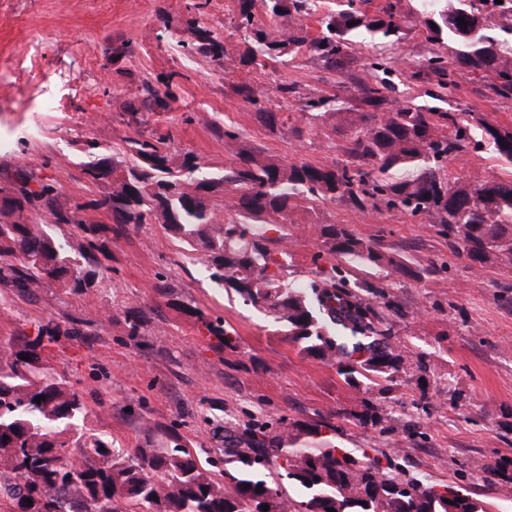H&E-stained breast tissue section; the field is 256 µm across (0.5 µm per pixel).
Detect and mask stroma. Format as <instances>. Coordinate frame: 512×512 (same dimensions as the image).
Wrapping results in <instances>:
<instances>
[{
	"label": "stroma",
	"instance_id": "1",
	"mask_svg": "<svg viewBox=\"0 0 512 512\" xmlns=\"http://www.w3.org/2000/svg\"><path fill=\"white\" fill-rule=\"evenodd\" d=\"M187 0H0V73L12 82L0 95V186L19 169L57 183L65 199L84 204V219L111 223L90 208L99 188L82 167L84 140L115 156L126 137L143 131L170 136L172 147L222 168L237 142L293 163L340 158L341 136L324 130L303 138L290 127L270 134L253 108L234 91L245 80L273 90L281 80L303 94L344 95L346 77L365 75L367 57L390 59L394 95L417 102L427 85L414 79L433 52L447 54L420 32L401 43L356 44L342 72L326 70L300 52L284 64L244 74L232 62L218 67L185 61L171 38H160V14L179 19ZM132 37L134 53L115 69L103 52L107 37ZM177 73L169 112L142 113L129 122L123 88L161 73ZM451 105L488 120L512 124V101L486 94L484 82L456 74ZM238 133L218 138L216 127ZM450 177L477 184L512 179V164L488 149L468 148L445 167ZM348 224L361 237L394 248L419 279L390 276L393 303L386 317L396 341L423 356L428 375H410L371 401L385 432L356 416L363 396L335 368L306 356L267 317L218 288L207 272L158 224H145L114 239L111 270L96 288L69 292L41 288L29 297L0 284V340L35 335L55 321L76 335L57 337L44 351L49 364L86 393L84 425L107 433L115 446L165 442L179 434L190 447L219 454L225 428L250 433L281 422L334 430L338 446L380 456L396 451L411 473L436 484L467 476L493 512H512V499L487 481L512 460V263L477 267L451 249L440 225L400 211H355L342 201L302 204L293 214L288 279L307 277L320 249V227ZM164 291H156L157 282ZM143 314L131 334L130 311ZM222 318L234 348L198 332L196 313Z\"/></svg>",
	"mask_w": 512,
	"mask_h": 512
}]
</instances>
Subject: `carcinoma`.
I'll return each mask as SVG.
<instances>
[{"label": "carcinoma", "mask_w": 512, "mask_h": 512, "mask_svg": "<svg viewBox=\"0 0 512 512\" xmlns=\"http://www.w3.org/2000/svg\"><path fill=\"white\" fill-rule=\"evenodd\" d=\"M368 0H341L318 19L310 35L303 18L316 0H235L236 28L243 33L232 59L250 74L301 50L332 72L341 69L349 49L367 38L397 43L417 21L426 40L452 50L453 69L442 56L427 59L416 76L433 85V105H395L394 87L383 62L367 65L366 79H351L346 90L358 108L343 107L335 96L302 95L286 80L277 97L298 100L303 135L334 120L345 140L343 158L330 163H288L240 145L235 159L213 171L191 152H178L168 139L151 133L122 139L125 159L98 158L83 175L104 191L90 203H68L54 183L25 169L0 186V283L30 294L55 286L72 292L94 287L103 276L112 236L143 224H160L193 253L218 287L270 317L305 354L336 368L353 390L390 394L401 378L426 373L429 365L412 358L394 341L390 326L367 299L390 307L384 284L356 272L381 268L417 278L398 254L360 237L348 224H323L316 270L302 281H287L288 224L301 202L345 201L352 208L408 212L435 219L448 242L485 266L512 262V180L470 184L445 178L451 156L473 141L489 146L512 164V133H494L483 117H461L443 105L457 89L454 71L493 76L488 90L512 100V3L495 0H418L416 15L385 3L374 13ZM288 35L277 36L255 22L256 7ZM206 4L193 0L176 20H164L189 61L224 67L222 33L204 19ZM467 24H462L459 19ZM436 27H431V24ZM116 65L134 54L132 40L105 41ZM175 74L132 84L125 112H167L175 100ZM234 92L251 105L271 134L290 118L269 108L270 97L241 82ZM228 217L219 221L216 200ZM93 207L112 214L113 226L76 221ZM42 209L47 222L23 214ZM274 227L275 236L267 235ZM204 331L234 347L220 319L196 312ZM60 325L49 321L35 338L0 347V512H487L486 501L465 483L437 486L425 477L393 474L391 459L381 460L336 447L315 425L294 424L254 433L237 447L224 430V457L193 452L178 435L169 442H147L114 451L112 439L84 427L83 390L45 360L43 343ZM42 401L37 403L35 398ZM280 469L277 474L270 468ZM304 490L296 501L281 478ZM249 488H244V485ZM31 502H26V499ZM269 510H262L263 505Z\"/></svg>", "instance_id": "carcinoma-1"}]
</instances>
